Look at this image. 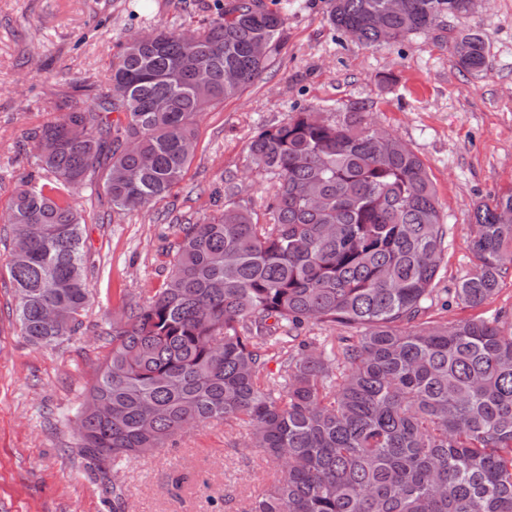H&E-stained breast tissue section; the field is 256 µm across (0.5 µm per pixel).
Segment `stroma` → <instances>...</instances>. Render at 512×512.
Segmentation results:
<instances>
[{"instance_id":"35a3bbf8","label":"stroma","mask_w":512,"mask_h":512,"mask_svg":"<svg viewBox=\"0 0 512 512\" xmlns=\"http://www.w3.org/2000/svg\"><path fill=\"white\" fill-rule=\"evenodd\" d=\"M263 2L284 10L288 40L260 78L203 114L194 159L170 195L120 214L97 190L76 196L93 259L81 335L56 350L21 336L0 242V512H112L111 494L59 415L92 384L123 295L146 298L162 287L164 246L176 242L179 225L213 212L214 189L234 181L236 200L267 222L275 180L256 169L248 144L295 112L334 121L346 103L365 101L419 155L448 226L426 317L449 323L472 313L453 299L473 270L471 212L512 185V0H481L464 22L488 43L479 75L451 62L433 35L369 49L336 34L329 0ZM222 11L221 0H0V214L33 168L28 132L52 117V105L66 104L78 87L92 98L107 92L109 62L128 39L156 28L199 30ZM247 441V428L214 422L133 461L116 477L125 512H241L274 476Z\"/></svg>"}]
</instances>
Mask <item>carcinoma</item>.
Here are the masks:
<instances>
[{"label":"carcinoma","instance_id":"1","mask_svg":"<svg viewBox=\"0 0 512 512\" xmlns=\"http://www.w3.org/2000/svg\"><path fill=\"white\" fill-rule=\"evenodd\" d=\"M468 2L404 0L392 12L388 0H330L328 20L366 47L433 33L480 74L484 36L445 37L444 20L463 21ZM286 39L281 11L225 0L197 33L127 40L107 93L90 104L75 95L31 129L37 176L21 180L7 214L24 243L8 268L31 345L84 329L93 293L74 196L97 185L117 212L165 200L193 160L199 117L258 79ZM199 69L203 83L190 78ZM228 70L237 82L224 81ZM370 109L351 102L334 122L303 109L255 136L252 163L275 178L269 222L228 195L178 226L163 288L112 318L97 377L64 416L112 512H124V491L110 471L212 422L248 427L250 447L277 468L243 512H512V320H423L448 225L425 163ZM505 211L512 186L471 214L473 271L455 292L467 308L512 270ZM305 323L350 335L307 341L266 372L268 352Z\"/></svg>","mask_w":512,"mask_h":512}]
</instances>
